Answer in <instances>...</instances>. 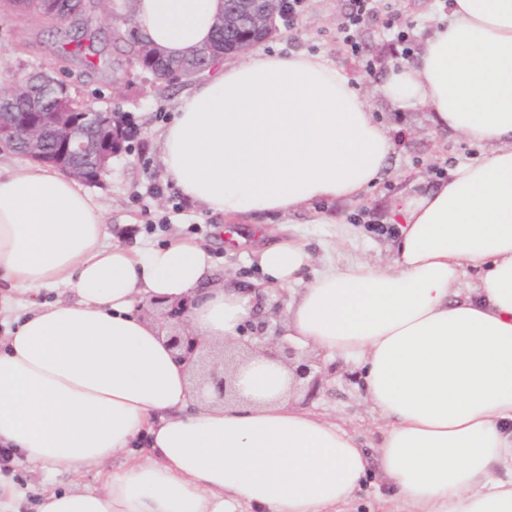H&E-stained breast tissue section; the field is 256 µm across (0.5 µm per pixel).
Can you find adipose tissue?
I'll list each match as a JSON object with an SVG mask.
<instances>
[{
	"label": "adipose tissue",
	"instance_id": "adipose-tissue-1",
	"mask_svg": "<svg viewBox=\"0 0 512 512\" xmlns=\"http://www.w3.org/2000/svg\"><path fill=\"white\" fill-rule=\"evenodd\" d=\"M222 0H135L154 46H208ZM381 94L426 107L438 130L486 146L434 188L405 195L391 263L303 281L296 240L257 256L296 286L286 336L354 362L379 423L377 457L408 512H512V0H448L416 62ZM182 196L228 217L351 200L395 143L351 79L318 54L254 52L189 87L162 134ZM205 243L140 251L110 242L78 181L0 163V447L10 465L81 476L140 446L95 490L46 491L38 512H337L368 455L336 420L292 402L293 375L252 353L228 404L194 402L188 374L135 302L198 294L189 325L234 343L254 294L206 289ZM474 280H466V272ZM58 291L50 302L22 294Z\"/></svg>",
	"mask_w": 512,
	"mask_h": 512
}]
</instances>
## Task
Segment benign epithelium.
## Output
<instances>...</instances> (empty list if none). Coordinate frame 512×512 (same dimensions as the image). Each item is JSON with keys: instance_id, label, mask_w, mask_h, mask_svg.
I'll return each instance as SVG.
<instances>
[{"instance_id": "1", "label": "benign epithelium", "mask_w": 512, "mask_h": 512, "mask_svg": "<svg viewBox=\"0 0 512 512\" xmlns=\"http://www.w3.org/2000/svg\"><path fill=\"white\" fill-rule=\"evenodd\" d=\"M282 2L283 0H226L224 11L217 17V27L222 31H236L240 21L244 20L248 24V33L237 37L219 58L226 61L241 57L258 42L268 41L281 34L279 16L283 14ZM138 41L141 50L135 66L151 72L158 79L176 83L192 80L219 59L207 47L197 53V62H183L163 69L155 66L148 68L143 65V59H159L161 55L151 49L143 38H138ZM37 83L51 85L55 80L44 73H37L25 83L17 84L1 94L0 102L10 97L27 96L30 88ZM89 122L95 129L92 141L82 134L83 128ZM47 136L51 137L53 144L51 153L38 149ZM125 136L126 127L120 113L83 110L74 105L68 89L60 100L57 112H42L32 104L18 112L9 113L6 119L0 117V147L13 151L20 144L24 149L23 156L54 164L69 176L89 185L99 182L107 171L109 160L123 151ZM197 303L198 298L186 297L165 306V316L174 328L172 333L165 336V341L174 352L175 358L183 362L189 371H203L197 385L198 393L211 389L217 400L222 402L231 394V384L224 372V362H216L209 368H204L206 343L188 330L189 316ZM277 309L278 305L275 304L266 313L263 304H258L255 319L245 325L239 344L246 350L260 349L280 360L294 370L297 379L308 381L309 388L313 389L320 384V374L314 372L309 363L295 361L296 351L282 341L284 330L281 322L270 319V314L276 313Z\"/></svg>"}]
</instances>
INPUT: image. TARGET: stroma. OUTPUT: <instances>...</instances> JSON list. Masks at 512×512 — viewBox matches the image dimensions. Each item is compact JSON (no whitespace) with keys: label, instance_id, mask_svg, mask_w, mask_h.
I'll return each mask as SVG.
<instances>
[{"label":"stroma","instance_id":"1","mask_svg":"<svg viewBox=\"0 0 512 512\" xmlns=\"http://www.w3.org/2000/svg\"><path fill=\"white\" fill-rule=\"evenodd\" d=\"M350 7V0H303L295 29L282 30L261 44L263 52L289 55L308 52L324 55L356 84L376 117L395 142L381 181L360 198L286 215L240 216L227 219L185 201L166 177L161 163L160 132L182 94L183 85L170 86L131 64L132 54L123 36L133 19V0H93L86 20V36L102 59L86 70L84 49L64 42L65 20L45 22L27 15L0 10V87L25 81L42 67H53L59 79L70 84L74 95L95 110L124 112L136 125L137 138L114 157L108 172L91 191L103 206L112 242L131 248L169 243L191 236L206 243L213 257L211 286L232 284L254 287L263 274L256 255L265 247L288 240L304 242L313 257V270L333 264L344 268L359 260L387 266L395 239L393 209L401 195L435 185V168L454 170L482 153V146L459 135L436 130L429 110H401L379 92L400 62L386 53L389 35L380 21L366 23L360 33L365 55L379 58L377 77L366 76L357 61L336 43V27ZM317 360L322 381L316 390L300 389L299 395L312 412L325 414L356 433L367 450H374L379 431L365 401L357 368L344 359ZM126 454L108 459L101 472L73 478L39 465L18 466L14 478L24 488L21 512H37L36 505L50 488L78 486L94 489L102 472L124 466ZM377 467H370L361 489L348 504V512H400Z\"/></svg>","mask_w":512,"mask_h":512}]
</instances>
